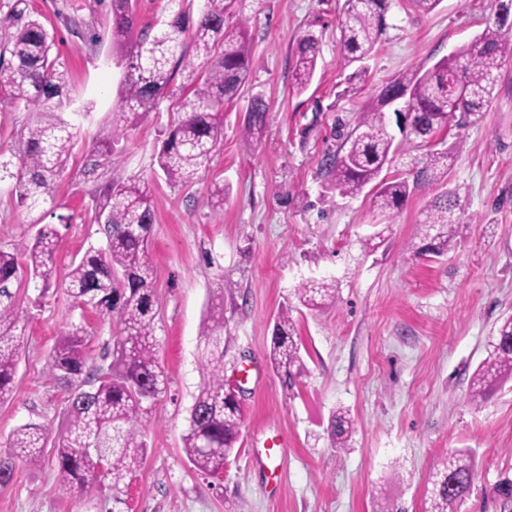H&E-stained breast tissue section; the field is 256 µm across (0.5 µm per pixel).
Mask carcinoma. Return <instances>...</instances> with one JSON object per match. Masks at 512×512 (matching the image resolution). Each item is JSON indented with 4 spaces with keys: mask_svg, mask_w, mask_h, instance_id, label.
<instances>
[{
    "mask_svg": "<svg viewBox=\"0 0 512 512\" xmlns=\"http://www.w3.org/2000/svg\"><path fill=\"white\" fill-rule=\"evenodd\" d=\"M392 0H344L339 23L340 58L357 65L354 77L366 73L370 59L389 28L387 13ZM491 16L485 29L448 57L426 70H407L387 82L376 100L356 113L354 126L339 148L327 155L322 171L326 189L354 198L372 192L381 213L401 209L409 196L423 186L448 180L462 131L486 112L496 87L498 72L512 60V0H489ZM234 0H204L193 19L179 10L156 32L136 30L133 0H112V41L125 48L126 73L121 96L124 126L136 124L157 109L168 93L178 67L186 71L182 118L162 142L158 164L166 180L186 186L210 167L224 131V104L238 94L255 64L249 37V19L235 27L224 24ZM0 29L10 32L0 43V112L25 109L44 112L63 95L61 77L49 54L52 41L33 19L28 0H14L0 13ZM319 36L311 29L298 39L291 76L297 91L312 81L319 56ZM405 96L409 128L399 129L402 140L415 142L427 152L413 177L388 176L395 137L389 131L387 113L393 101ZM268 106L259 96L252 101L242 126L251 140L266 126ZM457 130L456 141L447 144L442 132ZM123 129L100 140L88 156L84 174L109 176L100 187L95 220L103 223L105 243L89 248L72 262L66 275L69 296L77 303L116 313L119 334L113 340L112 364L107 370L81 378L87 365L83 329L75 326L62 334L49 368L68 388L66 422L56 435L43 424L19 426L0 456V485L13 478L16 461H41L47 444L58 463L62 492L93 496L107 484L114 491L132 479L146 452L144 433L151 422L154 400L167 386L157 361L156 316L158 309L153 267L147 257L155 201L147 183L117 173L115 142ZM73 134L62 119L36 123L24 134L17 157L12 191L20 206L35 209L54 200L57 180L65 169ZM456 202L444 195L426 207L420 234L427 244L419 254L436 258L463 233L454 218ZM60 233L54 224L41 225L33 241H22L10 251L0 248V403L14 393L17 352L24 341L20 323L23 309L18 299L23 273L38 291L40 300L56 275ZM306 308L336 299V285L326 278L310 279L297 288ZM292 309L283 307L276 316L269 360L285 378L288 388L309 373L301 354ZM202 383L182 436L183 451L197 471L214 475L224 469L240 438L244 421L242 403L229 392L224 375V306L207 316L200 327ZM512 378V315L501 319L486 357L471 375L467 399L482 404L495 387ZM353 421L343 409L334 413L330 431L335 447H348ZM474 480L472 455L455 452L433 470L424 490L423 512H454L470 495ZM501 509L512 512V479L495 489Z\"/></svg>",
    "mask_w": 512,
    "mask_h": 512,
    "instance_id": "carcinoma-1",
    "label": "carcinoma"
}]
</instances>
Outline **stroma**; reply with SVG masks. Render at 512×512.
Instances as JSON below:
<instances>
[{"instance_id": "stroma-1", "label": "stroma", "mask_w": 512, "mask_h": 512, "mask_svg": "<svg viewBox=\"0 0 512 512\" xmlns=\"http://www.w3.org/2000/svg\"><path fill=\"white\" fill-rule=\"evenodd\" d=\"M54 41L51 57L72 105L54 117L73 126L54 204L19 206L14 181H0V248L29 239L34 220L59 227L56 281L28 306L15 392L0 404V452L13 432L36 422L60 429L67 389L48 368L63 331L81 325L87 372L108 366L119 331L115 315L77 305L65 288L72 260L102 235L94 224L98 185L83 174L96 138L110 135L120 112L124 67L112 45L111 0H29ZM344 0H235L246 16L256 65L224 107V134L208 171L187 187L168 183L156 156L181 116L163 99L116 145L125 177L148 182L156 202L149 260L159 311L158 361L167 388L156 400L141 469L120 491L91 498L63 494L52 453L17 463L0 486V512H422L429 474L448 453L471 452L472 494L458 512H500L493 487L512 474V381L482 406L466 400L470 375L486 357L495 326L512 314V62L479 124L468 127L447 183L410 195L391 215L371 194H324L321 162L335 151L339 123L370 105L402 72L427 68L483 31L486 0H441L424 14L397 0L389 28L368 61L364 83L350 85L337 28ZM314 28L320 54L304 91L289 69L299 35ZM268 105L260 142L241 127L254 97ZM36 118L0 113V159L15 160ZM227 188L214 210V184ZM455 195L464 238L440 258L415 255L423 208ZM335 278V302L297 308L311 278ZM231 291H224L225 281ZM224 298V370L241 376L245 418L219 478L197 474L182 434L201 384L200 325L215 296ZM292 305L309 374L287 388L268 358L274 320ZM349 409V446L335 450L327 431L336 408ZM284 453L261 467L268 440Z\"/></svg>"}]
</instances>
